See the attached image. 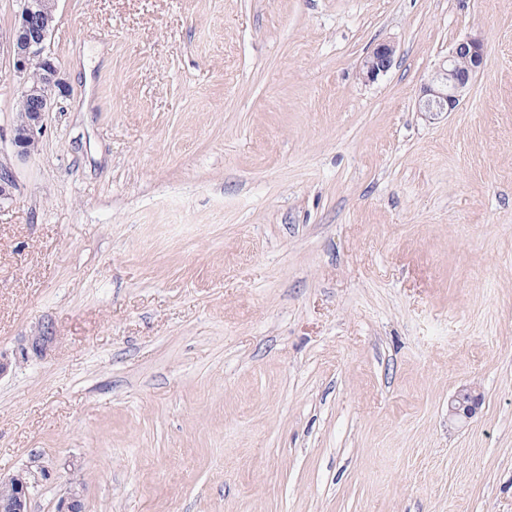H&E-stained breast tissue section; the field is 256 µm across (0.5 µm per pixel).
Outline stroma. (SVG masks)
I'll return each mask as SVG.
<instances>
[{"mask_svg":"<svg viewBox=\"0 0 512 512\" xmlns=\"http://www.w3.org/2000/svg\"><path fill=\"white\" fill-rule=\"evenodd\" d=\"M19 9L0 351L57 343L0 377V477L51 471L31 512H512V0H59L26 160ZM470 36L459 107L419 111ZM396 48L387 42L376 44L361 63L363 78L374 80L386 73L393 65ZM54 330L48 323L35 326L28 336H22L17 347L10 354L0 352V376L14 364L27 361L30 357H45L56 341ZM481 395L472 387H461L448 402V417L468 419L474 414Z\"/></svg>","mask_w":512,"mask_h":512,"instance_id":"stroma-1","label":"stroma"}]
</instances>
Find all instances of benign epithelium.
<instances>
[{
    "label": "benign epithelium",
    "instance_id": "obj_1",
    "mask_svg": "<svg viewBox=\"0 0 512 512\" xmlns=\"http://www.w3.org/2000/svg\"><path fill=\"white\" fill-rule=\"evenodd\" d=\"M58 0H21L17 25L12 37L13 68L19 78L22 109L14 119L13 146L18 157L27 159L37 152L43 128V119L51 111L56 91L61 82L52 60L45 54L46 43L54 29ZM395 46L376 44L361 63L363 78L374 80L393 65ZM484 46L478 37H467L455 44L448 55L446 67L436 79L423 88L419 101L422 112H453L475 75L484 66ZM56 341L53 327L40 323L30 334L22 337L12 354L0 352V375L20 362L35 356L45 357ZM481 400L471 387L458 389L448 402V416L470 418ZM47 470L35 472L29 468L0 477V512H29L34 491L50 479ZM82 485L70 486L60 497L56 512H82Z\"/></svg>",
    "mask_w": 512,
    "mask_h": 512
}]
</instances>
